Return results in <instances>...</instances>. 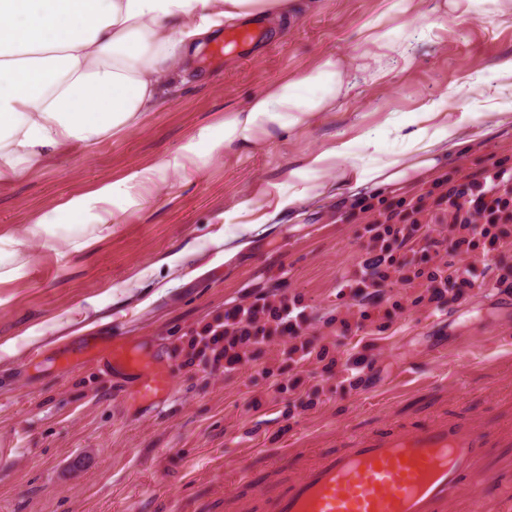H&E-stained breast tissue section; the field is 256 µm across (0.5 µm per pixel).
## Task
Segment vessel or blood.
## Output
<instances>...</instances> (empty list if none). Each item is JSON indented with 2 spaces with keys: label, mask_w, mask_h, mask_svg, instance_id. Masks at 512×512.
<instances>
[{
  "label": "vessel or blood",
  "mask_w": 512,
  "mask_h": 512,
  "mask_svg": "<svg viewBox=\"0 0 512 512\" xmlns=\"http://www.w3.org/2000/svg\"><path fill=\"white\" fill-rule=\"evenodd\" d=\"M61 357L122 371L145 403L163 400L171 389L168 368L124 336L87 340ZM487 440L485 431L445 420L363 435L343 429L337 451L321 454L267 512H448Z\"/></svg>",
  "instance_id": "1"
}]
</instances>
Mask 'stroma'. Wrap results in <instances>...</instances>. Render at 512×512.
I'll list each match as a JSON object with an SVG mask.
<instances>
[{
  "mask_svg": "<svg viewBox=\"0 0 512 512\" xmlns=\"http://www.w3.org/2000/svg\"><path fill=\"white\" fill-rule=\"evenodd\" d=\"M298 2L288 26L262 29L248 55L202 50V79L179 84L139 127L92 147L68 145L0 187V512H264L265 498L319 452L335 451L338 430L372 434L439 419L491 433L448 512H473L478 502L496 512L512 491V293L495 286L498 256L463 257L489 274L449 307L411 306L413 288L391 281L388 296L406 308L377 333L357 308L336 307L337 289L366 257L363 227L375 211L333 197L296 218L275 209L304 154L366 131L383 150L399 151L387 118L413 130L431 107L453 118L469 113L471 142L419 194L512 167V131L479 132L487 99L507 81L496 64L512 55V16L495 0H460L445 17L432 0H415L404 14L396 0ZM383 14L411 42L384 80L358 82L339 109L292 130L257 132L251 146L205 156L200 132L222 135L226 110L271 83L307 75L328 56L377 69L367 25ZM164 160L172 164L165 184L137 205L117 194L111 236L75 249L95 226L69 222L58 206ZM245 201L249 209L240 210ZM265 212L270 224L244 232ZM40 215L53 225L28 238ZM243 233L249 246L225 256V236ZM175 254L173 278L159 262ZM272 285L301 296L314 347L344 359L368 352L367 387L337 389L310 359L289 372L298 390L280 391L276 378L259 374L281 365L279 342L259 364L231 373L188 362L183 345L194 331ZM336 312L350 323L347 335L325 323ZM114 334L169 366L173 386L159 405L135 399L120 371L54 360L59 349Z\"/></svg>",
  "mask_w": 512,
  "mask_h": 512,
  "instance_id": "1",
  "label": "stroma"
}]
</instances>
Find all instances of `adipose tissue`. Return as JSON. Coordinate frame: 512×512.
I'll list each match as a JSON object with an SVG mask.
<instances>
[{"label": "adipose tissue", "instance_id": "adipose-tissue-1", "mask_svg": "<svg viewBox=\"0 0 512 512\" xmlns=\"http://www.w3.org/2000/svg\"><path fill=\"white\" fill-rule=\"evenodd\" d=\"M297 0H0V183L50 161L60 147L91 146L107 134L139 126L171 86L175 74H194V59L215 37L220 20H286ZM347 66L324 58L297 80H283L251 96L224 118V134H201L207 154L250 145L254 132L296 128L318 112H332L345 96ZM316 83L320 96L304 89ZM426 126L411 130L389 120L399 153L382 151L370 134L364 150L350 143L305 154L280 190L277 209L320 205L329 192L349 198L389 194L432 178L465 138V119L431 111ZM170 165L131 170L121 183L105 182L90 199L59 207L74 223L93 217V247L112 233L109 208L118 192L132 195L165 183ZM334 182L321 180L323 172ZM97 212H90L89 203Z\"/></svg>", "mask_w": 512, "mask_h": 512}]
</instances>
